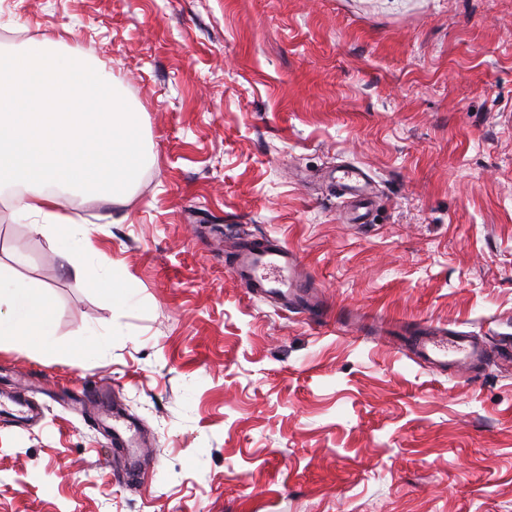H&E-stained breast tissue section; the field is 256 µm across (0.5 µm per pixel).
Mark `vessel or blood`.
<instances>
[{
	"label": "vessel or blood",
	"mask_w": 512,
	"mask_h": 512,
	"mask_svg": "<svg viewBox=\"0 0 512 512\" xmlns=\"http://www.w3.org/2000/svg\"><path fill=\"white\" fill-rule=\"evenodd\" d=\"M232 273L249 298L273 302L280 310L295 313L311 324L332 320L337 326L356 322L367 336L379 335L382 323L348 309L330 312L320 284L304 269L299 253L280 238L242 239L235 245ZM391 329L404 337L406 350L417 364L444 374L474 379L489 359L486 349L470 333L433 320L395 322ZM132 423L122 413L112 414V445L127 448Z\"/></svg>",
	"instance_id": "obj_1"
}]
</instances>
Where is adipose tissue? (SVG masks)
<instances>
[{
  "mask_svg": "<svg viewBox=\"0 0 512 512\" xmlns=\"http://www.w3.org/2000/svg\"><path fill=\"white\" fill-rule=\"evenodd\" d=\"M145 160L139 117L112 75L36 34L23 51L0 57V188L22 186L19 209L33 218L75 278H101L80 249L84 225L59 214L58 187L75 184L92 196L119 200ZM52 306L34 283L0 269V340L52 349Z\"/></svg>",
  "mask_w": 512,
  "mask_h": 512,
  "instance_id": "adipose-tissue-1",
  "label": "adipose tissue"
}]
</instances>
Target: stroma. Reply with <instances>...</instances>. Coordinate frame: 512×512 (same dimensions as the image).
I'll return each mask as SVG.
<instances>
[{"label": "stroma", "mask_w": 512, "mask_h": 512, "mask_svg": "<svg viewBox=\"0 0 512 512\" xmlns=\"http://www.w3.org/2000/svg\"><path fill=\"white\" fill-rule=\"evenodd\" d=\"M42 33L112 73L146 160L122 203L61 195L117 298L0 194V265L56 320L55 349L0 341V396L42 408L0 421V512H512V369L249 299L222 242L283 239L334 308L512 335V0H0V57ZM116 401L141 488L108 466Z\"/></svg>", "instance_id": "35a3bbf8"}]
</instances>
